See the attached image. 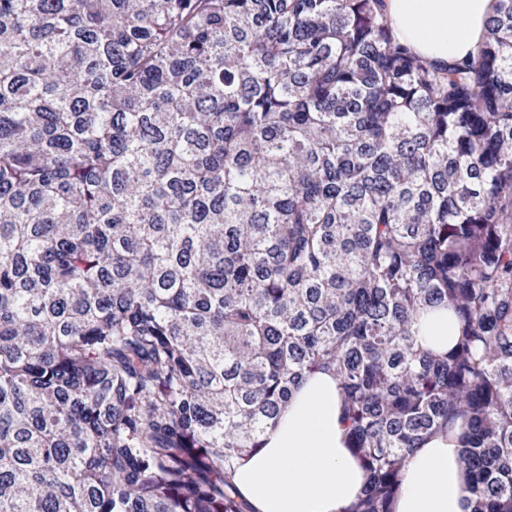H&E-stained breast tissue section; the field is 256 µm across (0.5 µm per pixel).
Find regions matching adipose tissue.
<instances>
[{"mask_svg": "<svg viewBox=\"0 0 512 512\" xmlns=\"http://www.w3.org/2000/svg\"><path fill=\"white\" fill-rule=\"evenodd\" d=\"M399 44L442 70L470 63L484 41L492 0H383ZM417 340L435 352L456 341L445 309L421 314ZM234 481L253 512H343L364 471L342 422L340 385L318 373L296 390L277 424L236 465ZM463 463L451 436L438 434L409 457L393 512H466Z\"/></svg>", "mask_w": 512, "mask_h": 512, "instance_id": "1", "label": "adipose tissue"}]
</instances>
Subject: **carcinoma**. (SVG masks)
<instances>
[{"mask_svg": "<svg viewBox=\"0 0 512 512\" xmlns=\"http://www.w3.org/2000/svg\"><path fill=\"white\" fill-rule=\"evenodd\" d=\"M318 371L344 512L438 432L512 512V0L451 71L382 0H0V512H253ZM417 340L434 352L448 351L456 339V320L452 313L443 308L421 314L417 322Z\"/></svg>", "mask_w": 512, "mask_h": 512, "instance_id": "1", "label": "carcinoma"}]
</instances>
